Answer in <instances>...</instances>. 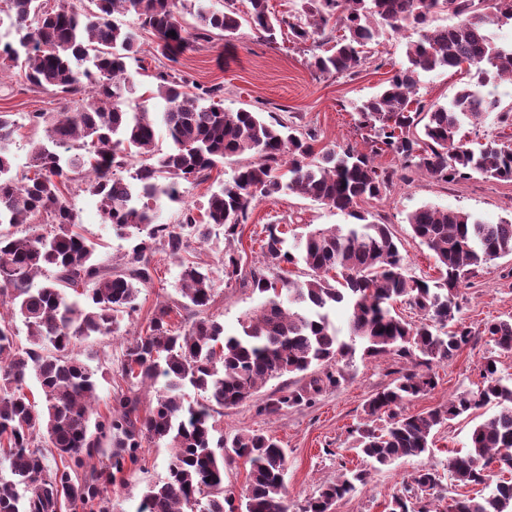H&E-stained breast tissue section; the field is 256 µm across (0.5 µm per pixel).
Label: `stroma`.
Instances as JSON below:
<instances>
[{
	"instance_id": "obj_1",
	"label": "stroma",
	"mask_w": 512,
	"mask_h": 512,
	"mask_svg": "<svg viewBox=\"0 0 512 512\" xmlns=\"http://www.w3.org/2000/svg\"><path fill=\"white\" fill-rule=\"evenodd\" d=\"M137 35L139 52L128 66L136 91L128 96L126 107L132 112L143 108L158 112L163 102L155 95L156 76L170 64L157 52L151 32L141 29ZM379 41L380 63H367L353 76L321 74L310 66L318 51L316 42L299 43L283 35L270 44L245 25L237 32L232 49H225L223 41L217 39L184 53L175 68L187 85H223L220 104L224 110L246 108L303 130H316V147L320 150L350 145L366 154L371 144L366 130L358 126L357 108L362 100L381 90L395 69L406 61V34L395 33L386 26ZM58 107V98L50 93L12 78L0 82V112L11 113L19 126L11 144L17 172H26L31 144L43 137L42 128L29 124L28 113L52 112ZM240 163L237 157L225 160L208 181L183 183L181 199L163 204L161 223H179L185 207H203L210 194L231 178ZM68 199L86 236L99 243L100 259L108 264L119 263L129 247L128 241L118 237L110 225L87 219L89 211L99 208L97 197L77 181L72 183ZM425 204L469 212L490 223L512 221V181L476 176L446 184L419 173L410 181L395 182L381 200L371 205L376 221L390 225L408 274L429 280L438 275L435 260L413 237L407 223L408 213ZM348 221L343 212L302 195L277 194L262 199L242 227L243 261L249 267L262 266L260 245L267 225L275 224L285 231L294 224L299 231L306 232ZM200 252L210 264L215 280V297L209 313L223 324L226 334H236L244 313L257 308L262 297L251 287L225 283L223 228H211L210 238ZM153 264L154 284L141 291L137 309L123 319L120 334L92 336L82 340L78 347L82 359L104 374L98 391L99 413H107L112 395L121 383L118 367L128 341L146 330L161 304L181 298L178 262L159 253ZM459 301V317L473 331L470 343L453 359L435 366V389L404 402L400 413L418 414L476 388L481 383L480 365L488 358L496 360L502 376L512 378V351L501 349L483 333L486 322L512 315V258L498 259L479 269L462 284ZM330 368L341 372L339 384L328 387L312 403L288 407L274 415L259 413V406L279 390L304 385L303 375H287L269 381L251 400L226 408L217 418L218 430L227 435L256 430L276 437L288 459L289 512H302L319 486L355 469L368 471V481L338 501L335 512H386L387 504L400 492L408 474L424 467L447 473L449 458L467 451L475 422L462 416L436 431L429 453L380 470L372 469L370 462L355 451V428L365 416L367 401L399 377L403 364L390 357L370 358L358 350L331 363ZM169 463L168 447L146 444L137 463L128 466L114 485L105 488L100 504L67 507L63 512H136L146 487L167 476Z\"/></svg>"
}]
</instances>
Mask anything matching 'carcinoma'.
<instances>
[{
	"mask_svg": "<svg viewBox=\"0 0 512 512\" xmlns=\"http://www.w3.org/2000/svg\"><path fill=\"white\" fill-rule=\"evenodd\" d=\"M88 10L72 0L55 9L43 0H6L0 22V59L29 85L65 101L58 112H35L44 139L32 144L27 172H13L8 145L18 125L0 112V454L9 476H0V512H58L61 502L93 501L144 443L172 446L166 480L148 487L136 512H226L224 470L239 459L249 465L244 512H288L286 454L258 431L215 436V417L251 399L273 379L308 374V383L269 399L259 413L310 402L339 383L316 368L345 356L352 345L339 339L329 310L345 304L350 340L369 357L391 356L411 364L392 386L377 392L356 428L357 449L374 468L419 457L430 450L433 432L460 416L491 406L495 412L472 430L470 449L448 460L457 484L480 486L486 494L453 500L452 512H512V482L490 471L512 472V383L496 362L481 365V389L461 392L426 412L401 415L394 408L437 385L433 366L452 359L472 337L457 319L463 280L490 261L512 257V221L488 224L471 213L423 206L407 217L415 238L435 259L440 276L428 283L408 275L389 225L372 220L363 205L380 200L394 179L425 172L441 183L476 174L512 180V148L489 139L473 149L464 125L496 114L512 125V106L484 91L490 82L512 78V43L497 41L493 27L512 20V0H298L296 13L278 16L268 0H249L247 16L231 4L217 9L198 0H91ZM446 11L458 22L432 25ZM194 19L191 29L182 16ZM129 17L132 24L116 19ZM270 43L282 29L296 41L319 35L330 48L314 55L320 73L354 76L377 42L381 27L417 31L406 43L407 66L358 106L359 125L370 135L371 154L352 146L315 151V131H300L276 118L215 104L221 86L197 85L168 72L158 74L161 112H131L126 96L134 85L127 63L138 52L132 25L149 30L161 54L176 63L198 44L219 34L230 40L242 23ZM476 71L477 84L460 89L445 104L418 99L420 77L437 69ZM171 141L155 150L157 127ZM392 155L399 167L374 157ZM148 157L129 176L133 155ZM249 156L231 179L210 194L203 212L188 208L179 224H161L163 201H178L184 182L207 181L218 164ZM79 176L100 198L102 218L130 241L122 262L106 265L98 244L86 237L67 198V183ZM296 193L346 213L352 222L317 229L288 244L270 224L262 253L267 265L302 259L307 279L280 283L254 267L244 271L240 226L262 197ZM224 227V281L242 282L264 296L247 313L236 335L209 315L215 281L201 258L190 260L192 242L206 243L211 226ZM161 250L179 261L184 301L163 304L145 333L130 341L120 376L127 387L112 397L105 415H94L98 384L76 351L93 335L121 332L124 316L136 311L142 289L154 282L152 257ZM402 299L422 313L412 323L391 312ZM181 317L180 325L172 317ZM21 320L29 346L16 341ZM484 333L512 349V317L491 321ZM34 377L40 398L27 385ZM204 393L187 405L184 389ZM154 405L142 411V394ZM390 421L375 425L381 415ZM59 456L51 468L47 456ZM365 470H349L321 486L303 512H333L337 501L367 482ZM444 475L422 468L392 497L388 512H431L423 505L445 498Z\"/></svg>",
	"mask_w": 512,
	"mask_h": 512,
	"instance_id": "1",
	"label": "carcinoma"
}]
</instances>
